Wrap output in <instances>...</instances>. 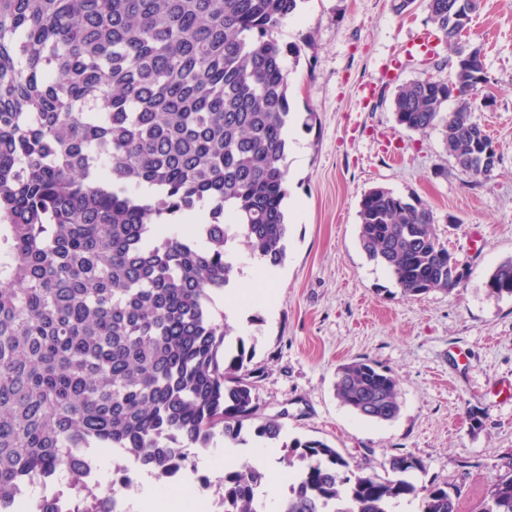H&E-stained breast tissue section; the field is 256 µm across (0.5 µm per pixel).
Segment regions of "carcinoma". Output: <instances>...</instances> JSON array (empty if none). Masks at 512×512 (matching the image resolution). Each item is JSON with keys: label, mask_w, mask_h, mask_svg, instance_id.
<instances>
[{"label": "carcinoma", "mask_w": 512, "mask_h": 512, "mask_svg": "<svg viewBox=\"0 0 512 512\" xmlns=\"http://www.w3.org/2000/svg\"><path fill=\"white\" fill-rule=\"evenodd\" d=\"M420 3L456 56L455 81L415 79L393 99L408 131L436 129L459 168L491 177L494 144L467 97L488 83L483 48L462 42L477 0ZM299 0H0V512H30L26 490L63 477L68 512H116L141 473L195 468L190 450L252 438L291 474L278 512H456L417 486L412 456L393 479L321 440L288 439L259 413L254 347L213 313L236 279L234 243L282 264L288 223L289 72L280 39ZM457 92L458 106H444ZM358 238L403 295L451 293L430 206L376 186ZM512 297V258L488 276ZM336 398L375 422L400 412L399 383L370 359L339 366ZM91 448L132 467L87 482ZM266 475L248 462L201 485L211 512H265ZM481 512H512V472Z\"/></svg>", "instance_id": "cac0c4a2"}]
</instances>
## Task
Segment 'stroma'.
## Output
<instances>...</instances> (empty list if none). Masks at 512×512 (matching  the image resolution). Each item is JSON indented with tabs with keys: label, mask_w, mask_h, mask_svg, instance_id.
I'll list each match as a JSON object with an SVG mask.
<instances>
[{
	"label": "stroma",
	"mask_w": 512,
	"mask_h": 512,
	"mask_svg": "<svg viewBox=\"0 0 512 512\" xmlns=\"http://www.w3.org/2000/svg\"><path fill=\"white\" fill-rule=\"evenodd\" d=\"M431 24L423 8L392 0H303L282 38L296 48L289 103L301 157H289V224L282 278L271 284L239 248L247 299L216 297L215 314L255 347L262 415L289 437L319 439L389 477L394 455L423 460L416 485L448 490L459 512H480L491 483L512 469V298L490 296L491 271L512 257V0H479L467 40L482 45L488 84L472 118L490 134L499 164L489 181L463 173L439 131L399 126V84L455 79V57L403 50ZM383 186L433 211L443 242L467 272L461 288L406 298L358 240L359 203ZM369 358L400 384V412L369 421L334 393L340 365Z\"/></svg>",
	"instance_id": "1"
}]
</instances>
